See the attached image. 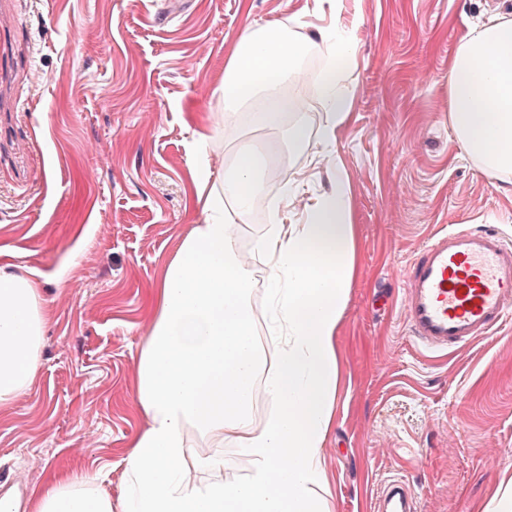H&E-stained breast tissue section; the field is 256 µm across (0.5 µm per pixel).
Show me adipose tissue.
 <instances>
[{
	"label": "adipose tissue",
	"mask_w": 512,
	"mask_h": 512,
	"mask_svg": "<svg viewBox=\"0 0 512 512\" xmlns=\"http://www.w3.org/2000/svg\"><path fill=\"white\" fill-rule=\"evenodd\" d=\"M301 52L284 24L246 30L219 94L226 115L241 112L251 128L280 132L289 155L318 141L336 173L331 190L306 206L304 223H286L294 186L269 190L262 155L252 150H238L223 174L204 171L209 137L195 132L201 205L148 292L155 318L139 354L135 403L145 426L129 442L125 491L115 500L99 489L98 475L53 469L29 512H331L322 453L336 406V336L355 269L352 188L336 151L350 103L334 71L309 97L292 92ZM448 93L462 154L491 180L512 185V18L489 16L459 38ZM309 98L324 108L314 134L304 119ZM261 196L269 199L267 222L253 248L270 259L269 348L256 338L252 277L231 232ZM46 321L38 280L0 265V406L36 375ZM261 396L272 410L259 425ZM198 437L211 450L196 458ZM228 444L251 461L245 480L222 478ZM200 470L215 480L198 479Z\"/></svg>",
	"instance_id": "obj_1"
}]
</instances>
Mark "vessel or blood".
<instances>
[{
    "instance_id": "b4317fda",
    "label": "vessel or blood",
    "mask_w": 512,
    "mask_h": 512,
    "mask_svg": "<svg viewBox=\"0 0 512 512\" xmlns=\"http://www.w3.org/2000/svg\"><path fill=\"white\" fill-rule=\"evenodd\" d=\"M512 312V243L486 226L443 229L407 273L404 314L414 339L445 351L488 334ZM411 492L387 486L382 512H413Z\"/></svg>"
}]
</instances>
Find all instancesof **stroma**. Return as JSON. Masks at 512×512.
Wrapping results in <instances>:
<instances>
[{
  "label": "stroma",
  "instance_id": "35a3bbf8",
  "mask_svg": "<svg viewBox=\"0 0 512 512\" xmlns=\"http://www.w3.org/2000/svg\"><path fill=\"white\" fill-rule=\"evenodd\" d=\"M0 95V265L34 274L48 301L41 365L0 408V471L29 491L52 467L97 472L120 496L137 365L154 319L147 290L198 208L190 114L209 118L211 169L242 145L271 155L270 186L309 199L334 173L317 145L294 158L275 135L224 120L217 90L247 25L284 22L328 57L343 29L356 54L336 151L353 190L355 277L336 339V415L324 448L332 512H377L387 483L417 512H491L512 481V313L444 354L404 316L423 243L456 225L512 240V186L461 154L448 123L455 43L512 0H14ZM42 141L33 144L31 131Z\"/></svg>",
  "mask_w": 512,
  "mask_h": 512
}]
</instances>
